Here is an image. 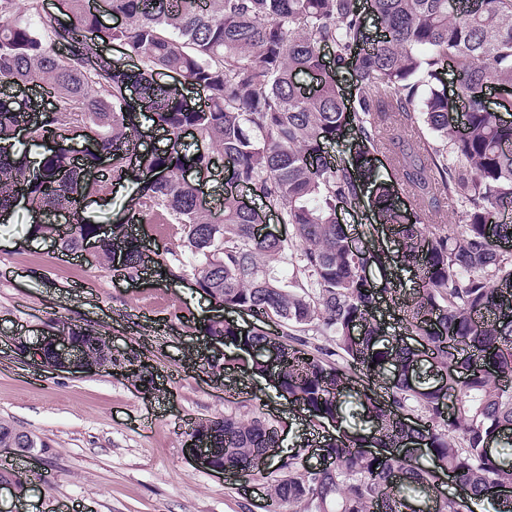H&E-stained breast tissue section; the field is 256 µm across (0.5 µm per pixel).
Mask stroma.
I'll return each instance as SVG.
<instances>
[{"label":"stroma","mask_w":512,"mask_h":512,"mask_svg":"<svg viewBox=\"0 0 512 512\" xmlns=\"http://www.w3.org/2000/svg\"><path fill=\"white\" fill-rule=\"evenodd\" d=\"M211 314L192 275L162 286L124 278L95 246L62 252L31 237L25 210L0 224V423L42 443L32 461L0 455L2 475L42 472L25 484L21 512H264L263 486L242 490L190 461L188 429L260 414L277 421L286 450L317 429L264 380L204 361L199 325ZM60 319L100 331L111 368L33 363L28 348ZM130 359L147 366V381L127 378Z\"/></svg>","instance_id":"stroma-1"}]
</instances>
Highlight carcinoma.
Segmentation results:
<instances>
[{
	"label": "carcinoma",
	"mask_w": 512,
	"mask_h": 512,
	"mask_svg": "<svg viewBox=\"0 0 512 512\" xmlns=\"http://www.w3.org/2000/svg\"><path fill=\"white\" fill-rule=\"evenodd\" d=\"M58 4L64 20L44 0H0V216L19 197L63 214L65 229L33 232L67 252L106 235L103 255L110 264L119 253L120 273L183 251L203 293L248 311V329L213 320L203 330L243 354L248 377L275 373L280 397L336 425L320 445L336 467L313 469L300 448L256 471L279 429L228 414L196 424L218 439L224 469L243 489L276 473L266 512H512V497L494 495L512 488V254L502 249L512 243V122L502 118L512 112V0H369L377 35L359 0H104L123 18L113 27L90 0ZM22 125L45 148L34 174L15 150ZM77 129L90 147H78ZM346 136L338 161L324 143ZM217 155L228 177L215 212L183 170L209 175ZM380 156L395 179L380 174ZM122 181L135 188L120 217L108 229L88 220L82 200ZM234 184L274 207L291 237L256 236L258 212ZM445 199L461 208L458 235L426 223ZM363 211L368 237L379 224L393 249L368 247L339 222ZM130 224L177 228L152 243ZM288 258L290 276L279 268ZM393 267L420 287L400 288ZM55 330L83 337L89 358L108 352L93 328ZM0 446L38 443L0 424ZM409 447L431 466L390 452ZM444 476L465 494L443 492Z\"/></svg>",
	"instance_id": "cac0c4a2"
}]
</instances>
